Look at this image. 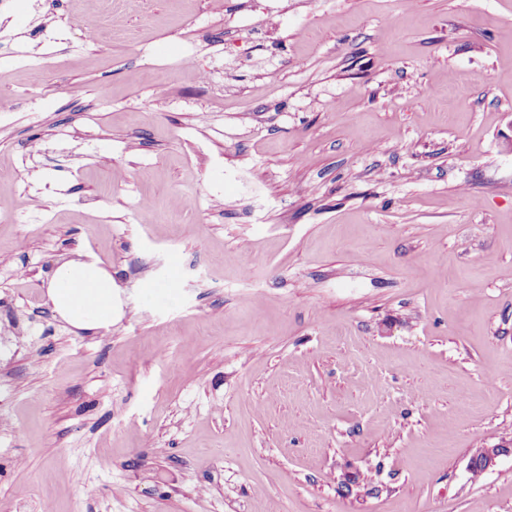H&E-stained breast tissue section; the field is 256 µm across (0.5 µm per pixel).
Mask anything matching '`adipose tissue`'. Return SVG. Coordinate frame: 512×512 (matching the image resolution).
<instances>
[{
    "mask_svg": "<svg viewBox=\"0 0 512 512\" xmlns=\"http://www.w3.org/2000/svg\"><path fill=\"white\" fill-rule=\"evenodd\" d=\"M47 294L54 311L73 327L93 330L112 325V275L96 258L59 266Z\"/></svg>",
    "mask_w": 512,
    "mask_h": 512,
    "instance_id": "1",
    "label": "adipose tissue"
}]
</instances>
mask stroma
I'll return each instance as SVG.
<instances>
[{"label":"stroma","instance_id":"1","mask_svg":"<svg viewBox=\"0 0 512 512\" xmlns=\"http://www.w3.org/2000/svg\"><path fill=\"white\" fill-rule=\"evenodd\" d=\"M1 168L0 512H512V0H0ZM54 311L73 327H112V274L94 257L59 266L47 289ZM512 454L511 444L499 443L497 445L480 448L470 462V471L480 466L484 473L496 464L499 457Z\"/></svg>","mask_w":512,"mask_h":512}]
</instances>
